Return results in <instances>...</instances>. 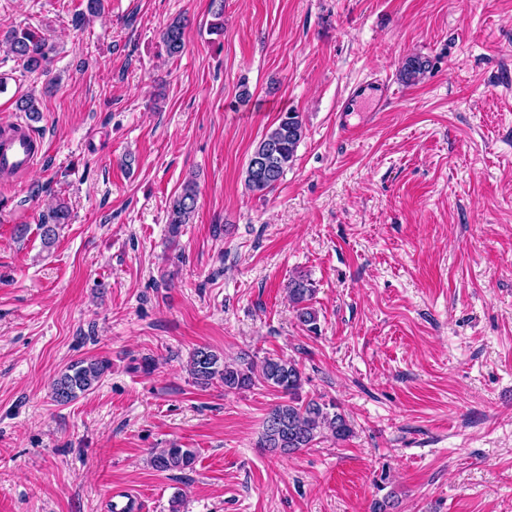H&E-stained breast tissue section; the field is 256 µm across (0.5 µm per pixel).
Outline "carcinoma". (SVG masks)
Returning a JSON list of instances; mask_svg holds the SVG:
<instances>
[{
    "label": "carcinoma",
    "instance_id": "obj_1",
    "mask_svg": "<svg viewBox=\"0 0 512 512\" xmlns=\"http://www.w3.org/2000/svg\"><path fill=\"white\" fill-rule=\"evenodd\" d=\"M160 41L170 57L180 55L185 47V23L180 17L171 20L160 33ZM0 46L11 53L28 71H36L50 60L54 46L30 30L11 31ZM426 72V62L419 57H408L400 70L401 79L407 83L417 81ZM304 137L301 116L293 110L281 113L278 123L270 128L256 144L251 155L262 154L267 161L269 175L258 177L251 162H246L244 181L248 190L261 197L273 192L291 167L297 148ZM198 200L197 183L184 182L180 191L170 200L167 224L171 237L179 234L180 227L192 223ZM69 211L59 202L39 224L41 240L45 244L55 241L58 226L67 222ZM316 288L310 280L300 276L288 283V294L295 305L299 322L311 329L317 323V314L310 306ZM109 367L106 361H83L70 365L53 383L52 397L59 405H66L79 395L93 389ZM189 374L202 387L218 381L226 391H246L256 383L281 393L287 400L268 411L260 436L262 447L279 454H290L315 445L317 439L330 433L338 440L348 438L352 428L346 416L337 411L334 403L326 404L314 398H301L302 371L293 360L267 357L260 372H255L253 361L244 356L237 362H227L215 352L205 348L195 349L189 360ZM196 456L189 448H163L151 458L152 467L159 472L182 471L193 467Z\"/></svg>",
    "mask_w": 512,
    "mask_h": 512
}]
</instances>
